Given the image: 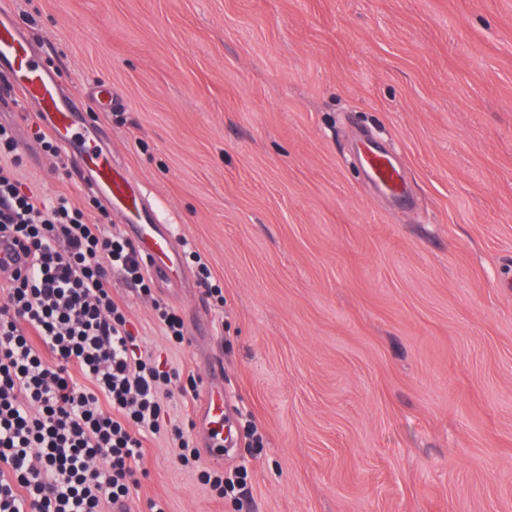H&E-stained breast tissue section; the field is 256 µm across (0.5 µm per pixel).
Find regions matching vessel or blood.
<instances>
[{"instance_id":"b4317fda","label":"vessel or blood","mask_w":512,"mask_h":512,"mask_svg":"<svg viewBox=\"0 0 512 512\" xmlns=\"http://www.w3.org/2000/svg\"><path fill=\"white\" fill-rule=\"evenodd\" d=\"M0 110L13 100L35 104L36 120L50 133L61 152L74 167L81 183L108 205L124 210L134 219L129 231L141 245L140 255L158 281H166L170 265L178 261L174 250L173 225L164 223L156 206L149 203L145 187L102 145L96 128L80 120L84 100L64 95L56 79L41 67L26 31L13 12L0 9ZM360 163L369 180L398 196L402 193L398 165L388 151L373 149L361 154ZM31 258L0 238V284L13 269L27 267ZM230 403L223 393L207 394L198 415V425L207 435L208 449L223 453V418Z\"/></svg>"}]
</instances>
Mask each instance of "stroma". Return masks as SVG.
I'll list each match as a JSON object with an SVG mask.
<instances>
[{
    "mask_svg": "<svg viewBox=\"0 0 512 512\" xmlns=\"http://www.w3.org/2000/svg\"><path fill=\"white\" fill-rule=\"evenodd\" d=\"M116 158L200 252L152 297L120 276L142 350L228 390L236 499L143 442L133 504L167 512H512V0H0ZM22 192H70L34 137ZM391 151L411 205L356 153ZM189 337L165 336L152 298ZM222 374H212L214 364ZM252 413L253 448L237 412Z\"/></svg>",
    "mask_w": 512,
    "mask_h": 512,
    "instance_id": "1",
    "label": "stroma"
}]
</instances>
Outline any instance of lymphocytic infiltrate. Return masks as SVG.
<instances>
[{"label": "lymphocytic infiltrate", "mask_w": 512, "mask_h": 512, "mask_svg": "<svg viewBox=\"0 0 512 512\" xmlns=\"http://www.w3.org/2000/svg\"><path fill=\"white\" fill-rule=\"evenodd\" d=\"M19 144L0 126V233L32 264L0 289V512H112L128 504L146 435L167 433L182 467L217 497L246 466L201 468L165 402L196 397L200 381L143 353L112 278L146 288L133 241L91 224L69 196L23 193Z\"/></svg>", "instance_id": "lymphocytic-infiltrate-1"}]
</instances>
